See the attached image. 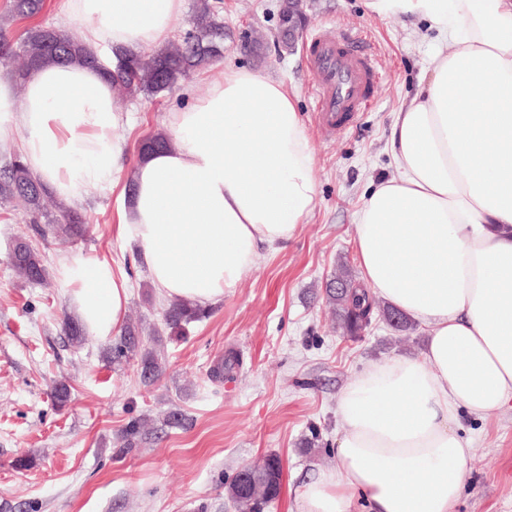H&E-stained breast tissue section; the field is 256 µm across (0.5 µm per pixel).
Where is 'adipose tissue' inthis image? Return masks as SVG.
Masks as SVG:
<instances>
[{"label": "adipose tissue", "mask_w": 512, "mask_h": 512, "mask_svg": "<svg viewBox=\"0 0 512 512\" xmlns=\"http://www.w3.org/2000/svg\"><path fill=\"white\" fill-rule=\"evenodd\" d=\"M383 18L436 32L418 91L389 130L398 178L373 185L355 246L372 295L427 330L420 357L373 365L343 390L337 467L298 493V512H454L472 441L460 412L512 403V0H367ZM185 0H66L85 46H163ZM128 123L98 68L45 64L24 92L0 76V141L58 200L117 184ZM174 144L136 165L117 236L138 247L159 296L212 305L261 246L293 237L317 194L313 147L285 81L227 65L204 96L162 122ZM94 335L123 322L129 285L105 260L58 269Z\"/></svg>", "instance_id": "ef3b65f1"}]
</instances>
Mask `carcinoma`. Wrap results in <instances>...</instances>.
<instances>
[{"mask_svg":"<svg viewBox=\"0 0 512 512\" xmlns=\"http://www.w3.org/2000/svg\"><path fill=\"white\" fill-rule=\"evenodd\" d=\"M42 7L43 0H12L10 18H30L38 14ZM223 50L224 26L218 21L216 6L209 0H201L193 29L184 37L171 41L164 49L148 56L141 53L118 54L104 68V75L112 86L122 89L131 98L153 96L172 90L191 71L222 56ZM5 57H13L18 61L15 73L21 80L25 79L31 68L42 64L98 63L82 40L64 32L57 40L50 41L46 38L43 26L26 30L20 36L16 50L7 41L6 31L0 28V59ZM170 146L171 141L156 132L142 139L137 151L142 157L155 149ZM46 199L47 193L42 183L31 175L20 156L16 155L0 166V201L22 205L27 223L35 232L43 237L52 234L67 239L86 235L89 231L86 217L71 208L60 211L58 215L54 214L45 206ZM10 267L18 279L29 284H40L47 276L42 256L28 242L21 245L17 255L10 256ZM333 280L340 281L343 289L338 292L332 284H327L325 304L335 316L342 334L357 337L371 325L374 311L377 310L376 301L345 267L341 268ZM202 314L203 309L184 301H176L165 309L164 321L170 330L178 331L199 319ZM379 316L387 321L395 313L382 309ZM62 331L71 346L79 348L85 343L84 329L78 320L64 318ZM137 356L140 357V376L143 382L150 384L159 379L164 371L163 363L154 352L140 351V337L135 328L129 327L112 345V361L119 362ZM145 426L144 419L129 420L122 430L123 446L119 452L130 451ZM279 467L281 460L275 455H268L262 462L243 468V471L249 473L247 489L240 486L239 476L231 479L227 493L236 512H263L264 506L278 494L275 478Z\"/></svg>","mask_w":512,"mask_h":512,"instance_id":"obj_1","label":"carcinoma"}]
</instances>
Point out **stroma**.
<instances>
[{
    "instance_id": "1",
    "label": "stroma",
    "mask_w": 512,
    "mask_h": 512,
    "mask_svg": "<svg viewBox=\"0 0 512 512\" xmlns=\"http://www.w3.org/2000/svg\"><path fill=\"white\" fill-rule=\"evenodd\" d=\"M211 2L224 25V55L192 71L184 86L203 96L225 63L283 79L312 139L314 210L288 241L259 249L232 293L174 333L139 253L117 239L116 225L137 143L184 105L181 88L133 100L114 96L115 108L131 116L119 131L123 181L73 201L92 224L86 239H43L21 207L0 204V512H235L227 494L232 476L269 454L283 463L285 489L264 512H297L300 487L337 465L343 388L371 365L418 356L424 346L418 324L398 332L380 319L361 338L343 337L324 292L340 266L359 269L357 215L371 184L398 175L389 127L426 75L434 32L413 19L378 18L365 0H304L306 33L362 32L382 68L358 118L328 135L316 122L303 49L285 53L276 41L278 0ZM19 236L43 256L46 284L29 286L10 270ZM74 256L107 260L128 277L124 322L166 364L155 383L142 382L138 359H109L112 339L68 346L60 324L73 309L57 265ZM231 351L238 362L230 376L212 380V367ZM61 381L70 390L62 405L53 398ZM173 410L183 424H166ZM139 416L149 434L118 454L120 431ZM460 425L473 450L455 512H512V404L482 419L461 414ZM20 458L28 467H15Z\"/></svg>"
}]
</instances>
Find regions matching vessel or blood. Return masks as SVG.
Here are the masks:
<instances>
[{
  "instance_id": "1",
  "label": "vessel or blood",
  "mask_w": 512,
  "mask_h": 512,
  "mask_svg": "<svg viewBox=\"0 0 512 512\" xmlns=\"http://www.w3.org/2000/svg\"><path fill=\"white\" fill-rule=\"evenodd\" d=\"M306 63L318 122L327 131L347 127L381 78L378 59L359 32L337 36L316 30L309 40Z\"/></svg>"
}]
</instances>
